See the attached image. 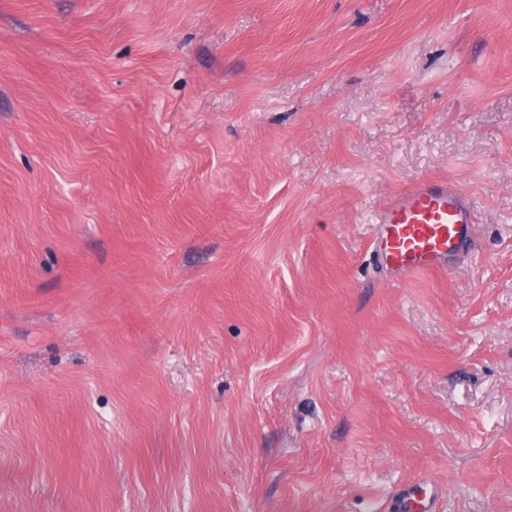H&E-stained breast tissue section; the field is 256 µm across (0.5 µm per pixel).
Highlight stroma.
<instances>
[{"label":"stroma","instance_id":"35a3bbf8","mask_svg":"<svg viewBox=\"0 0 512 512\" xmlns=\"http://www.w3.org/2000/svg\"><path fill=\"white\" fill-rule=\"evenodd\" d=\"M476 222L403 276L418 183ZM512 512V0H0V512ZM475 224L466 195L446 184L422 181L378 214L373 244L404 276L437 269ZM400 499L401 506L398 512H436L432 498L426 495L419 496L415 487L402 489Z\"/></svg>","mask_w":512,"mask_h":512}]
</instances>
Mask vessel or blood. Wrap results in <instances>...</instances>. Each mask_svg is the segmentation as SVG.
Returning a JSON list of instances; mask_svg holds the SVG:
<instances>
[{
	"instance_id": "b4317fda",
	"label": "vessel or blood",
	"mask_w": 512,
	"mask_h": 512,
	"mask_svg": "<svg viewBox=\"0 0 512 512\" xmlns=\"http://www.w3.org/2000/svg\"><path fill=\"white\" fill-rule=\"evenodd\" d=\"M474 213L465 194L423 181L388 203L377 217L373 243L391 265L411 276L437 269L471 231ZM400 512H435L432 498L402 489Z\"/></svg>"
}]
</instances>
